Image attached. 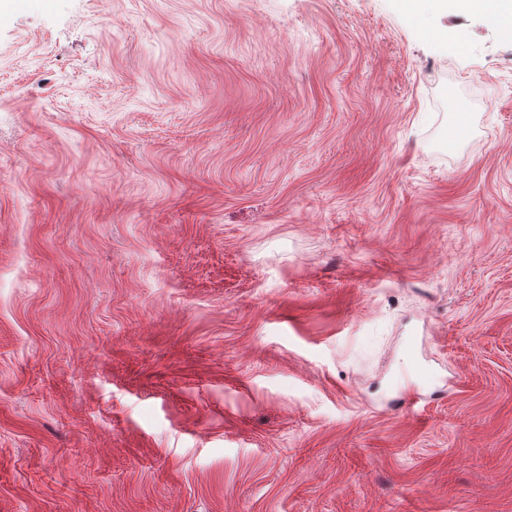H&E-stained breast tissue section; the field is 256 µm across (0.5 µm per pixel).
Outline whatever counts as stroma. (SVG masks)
Listing matches in <instances>:
<instances>
[{
    "label": "stroma",
    "instance_id": "stroma-1",
    "mask_svg": "<svg viewBox=\"0 0 512 512\" xmlns=\"http://www.w3.org/2000/svg\"><path fill=\"white\" fill-rule=\"evenodd\" d=\"M427 26L0 0V512H512V38Z\"/></svg>",
    "mask_w": 512,
    "mask_h": 512
}]
</instances>
